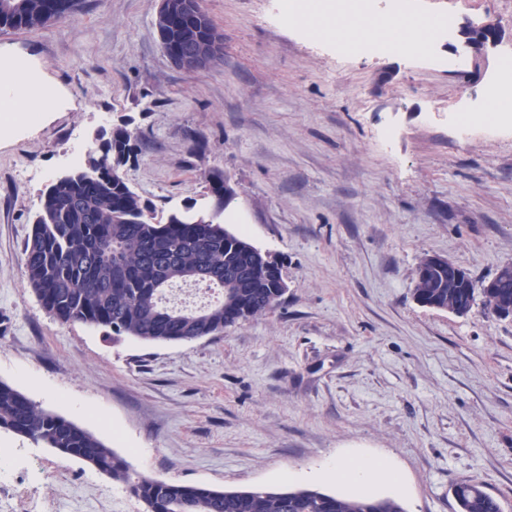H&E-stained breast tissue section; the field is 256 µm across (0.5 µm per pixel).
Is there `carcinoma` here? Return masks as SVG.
Here are the masks:
<instances>
[{"label": "carcinoma", "instance_id": "obj_1", "mask_svg": "<svg viewBox=\"0 0 512 512\" xmlns=\"http://www.w3.org/2000/svg\"><path fill=\"white\" fill-rule=\"evenodd\" d=\"M78 8V0H0V29L40 28ZM135 133L113 130L85 165L53 180L41 199L23 250V276L41 306L61 322L101 328L114 342H193L265 315L285 294L281 265L224 225L234 190L208 174L213 213L194 221L172 212L156 222L130 188L122 168L135 157ZM490 295L476 281L466 288L428 272L413 289L437 310L453 312L482 297L492 312L512 305V269L495 273ZM221 292L203 309L170 305L166 295L188 281ZM0 429L66 455L128 486L144 512H405L394 499L366 500L314 487L216 489L133 477L128 462L93 434L0 382ZM459 512H502L483 485L453 487Z\"/></svg>", "mask_w": 512, "mask_h": 512}]
</instances>
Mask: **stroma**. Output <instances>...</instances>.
Masks as SVG:
<instances>
[{
    "label": "stroma",
    "instance_id": "35a3bbf8",
    "mask_svg": "<svg viewBox=\"0 0 512 512\" xmlns=\"http://www.w3.org/2000/svg\"><path fill=\"white\" fill-rule=\"evenodd\" d=\"M158 0H81L36 29L0 30V62L30 60L60 106L0 131V382L94 434L133 474L213 488L319 479L331 459L389 458L406 512H457L475 480L512 512V318L482 304L420 306L415 270L448 258L477 279L512 263V126L464 140L449 114L479 112L512 60V0H410L460 25L486 16L499 41L448 70L458 37L414 55L336 48L279 17L276 0H203L224 37L201 74L175 68ZM130 121L124 167L157 218L211 205L229 175L231 230L283 265L266 315L199 340L112 343L53 319L22 253L49 184L74 148ZM14 465L0 512H143L126 486L0 431Z\"/></svg>",
    "mask_w": 512,
    "mask_h": 512
}]
</instances>
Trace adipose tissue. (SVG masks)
<instances>
[{
  "mask_svg": "<svg viewBox=\"0 0 512 512\" xmlns=\"http://www.w3.org/2000/svg\"><path fill=\"white\" fill-rule=\"evenodd\" d=\"M431 31L429 20L412 18L398 25L385 21L370 25H339L332 34L340 42L358 39L379 44L382 52L391 54L406 47L424 48L431 38ZM0 112L4 113L6 121L14 123L32 121L40 116L42 109L35 97L32 80L22 69H0ZM323 474L340 483L368 487L381 482L393 492L404 490L400 474L381 458L339 457L325 466Z\"/></svg>",
  "mask_w": 512,
  "mask_h": 512,
  "instance_id": "1",
  "label": "adipose tissue"
}]
</instances>
